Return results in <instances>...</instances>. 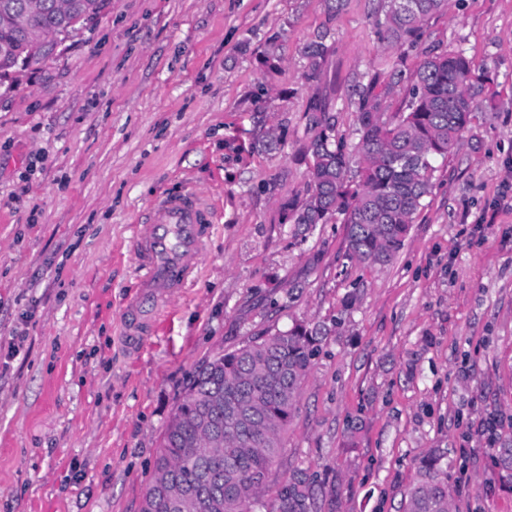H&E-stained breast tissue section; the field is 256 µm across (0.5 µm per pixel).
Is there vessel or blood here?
Returning a JSON list of instances; mask_svg holds the SVG:
<instances>
[{"mask_svg":"<svg viewBox=\"0 0 512 512\" xmlns=\"http://www.w3.org/2000/svg\"><path fill=\"white\" fill-rule=\"evenodd\" d=\"M214 221L211 205L191 188L161 199L137 227L140 291L129 301L130 315L121 323L126 343L139 344L152 334L161 304L176 295L200 264L203 239Z\"/></svg>","mask_w":512,"mask_h":512,"instance_id":"1","label":"vessel or blood"}]
</instances>
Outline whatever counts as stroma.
I'll list each match as a JSON object with an SVG mask.
<instances>
[{
    "mask_svg": "<svg viewBox=\"0 0 512 512\" xmlns=\"http://www.w3.org/2000/svg\"><path fill=\"white\" fill-rule=\"evenodd\" d=\"M380 3L104 0L0 84V512H140L202 360L335 318L260 512L297 476L317 512H402L439 452L456 512H512L492 464L512 442V0H451L429 23L424 45L462 46L495 95L390 263L349 260L342 224L285 221L308 183L310 106L329 99L355 143L359 85L419 61L381 43ZM324 30L311 81L303 48ZM188 187L214 208L204 259L127 349L134 228Z\"/></svg>",
    "mask_w": 512,
    "mask_h": 512,
    "instance_id": "1",
    "label": "stroma"
}]
</instances>
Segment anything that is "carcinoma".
<instances>
[{
	"label": "carcinoma",
	"instance_id": "carcinoma-1",
	"mask_svg": "<svg viewBox=\"0 0 512 512\" xmlns=\"http://www.w3.org/2000/svg\"><path fill=\"white\" fill-rule=\"evenodd\" d=\"M27 0H0V80L52 52L37 34L65 36L91 19L103 0H42L29 27L19 24ZM450 0H383L379 38L387 48H416L429 19ZM329 32L308 42V79L320 78L331 50ZM406 93L385 117L388 89L374 79L357 102L358 142L332 135L327 107L314 104L316 133L307 147L308 185L284 202L285 220L308 230L340 217L347 255L385 265L401 249L415 214L433 189L435 161L460 149L473 112L491 79L461 49L433 46L409 76L394 71ZM325 324L295 323L236 350L204 360L195 370L162 436L143 502L153 512H255L277 462L282 434L293 418L301 385L312 367ZM444 455L423 458L404 512H453ZM494 460L512 475V445ZM315 487L290 480L278 492V512H313Z\"/></svg>",
	"mask_w": 512,
	"mask_h": 512
}]
</instances>
